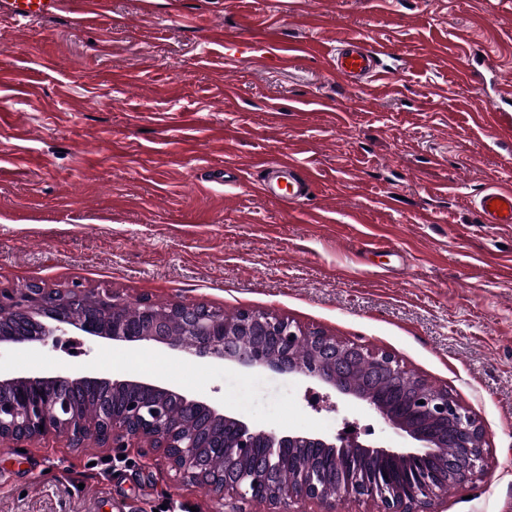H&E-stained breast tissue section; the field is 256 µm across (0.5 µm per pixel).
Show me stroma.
<instances>
[{
  "label": "stroma",
  "mask_w": 512,
  "mask_h": 512,
  "mask_svg": "<svg viewBox=\"0 0 512 512\" xmlns=\"http://www.w3.org/2000/svg\"><path fill=\"white\" fill-rule=\"evenodd\" d=\"M105 0L93 21L0 19V290L109 287L125 302L270 311L395 356L485 429L484 472L435 512H512V226L483 223L512 187V0ZM300 46L224 62L225 34ZM383 42L392 79L337 80L342 41ZM482 54L494 87L472 81ZM268 160L301 164L312 195L263 197ZM148 375L252 426L361 442L402 438L351 397L158 343L14 347L0 369ZM0 512H322L221 500L157 448L0 444ZM496 201V204H493ZM494 207V210H490ZM477 208L486 224H512V189L490 187L477 199Z\"/></svg>",
  "instance_id": "35a3bbf8"
}]
</instances>
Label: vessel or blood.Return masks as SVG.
Listing matches in <instances>:
<instances>
[{"mask_svg":"<svg viewBox=\"0 0 512 512\" xmlns=\"http://www.w3.org/2000/svg\"><path fill=\"white\" fill-rule=\"evenodd\" d=\"M68 0H0V17L17 23H24L37 17H48L63 11ZM254 50L261 52L270 64L280 65L287 61L285 48L275 41H256L250 38L239 39L225 36L224 56L235 58L237 52ZM391 49L381 43H369L353 38L344 42L332 57V67L337 78L359 86L373 79L385 76L381 62L390 57ZM264 168L266 175L260 182V193L280 205L291 208L305 199L311 188L308 172L295 163L268 162ZM477 208L487 224H512V189L490 187L483 191L477 200Z\"/></svg>","mask_w":512,"mask_h":512,"instance_id":"vessel-or-blood-1","label":"vessel or blood"}]
</instances>
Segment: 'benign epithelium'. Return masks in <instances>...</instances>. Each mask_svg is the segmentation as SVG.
<instances>
[{
  "mask_svg": "<svg viewBox=\"0 0 512 512\" xmlns=\"http://www.w3.org/2000/svg\"><path fill=\"white\" fill-rule=\"evenodd\" d=\"M85 289L75 284L61 296L49 293L46 287H25L0 291V310L24 315L64 310L66 315L44 326V333L33 340L29 336L0 333V343L20 345L31 341L43 348H56L59 337L76 329L87 338L114 342L154 341L169 349L198 357H215L229 361L243 370L268 368L282 374L309 379L324 384L341 396L364 402L367 409L381 418L384 424L406 438L411 449L394 451L386 447L363 444L353 432L342 431L332 437L307 433L284 434L277 429H257L241 417L224 409L197 400L176 386L140 376L109 377L85 370H68L46 376L32 369L0 372V387L11 386L13 395L7 402L0 401V443L20 442L44 437L58 431L61 424L69 425L71 444L84 447L85 437L93 438L106 448H130L146 443L149 448H160L171 469L182 478L202 479L205 462L200 455L204 447L198 434L185 433L170 454L162 435L172 428L168 407L160 402L138 401L118 419L106 415L101 423L77 422L72 418L71 399L64 388L90 382H108L112 387L136 386L142 390L177 398L185 409L201 407L210 417L224 424L233 434L234 453L226 458V466L234 472V480L224 484L219 498L229 495L243 501H260L278 505L285 500L315 501L329 512L335 510V499L326 493L324 469H309L297 476L296 483L286 488L280 498H269L264 471L279 465L278 455L285 448H324L335 451L341 491L346 495L367 497L378 501L379 512H432L435 499L448 493L447 482L439 478H425L409 484V494L398 490L391 494L380 485L362 481L351 472L356 451L372 461L398 458L409 463L440 454L448 446V428L454 429L455 440L463 448L461 459L451 463L449 472L455 482L461 483L485 469L484 429L482 425L446 389H436L418 376L405 370L389 353L374 351L356 343H348L326 333L305 331L292 321L267 312L244 310L237 319L226 320L212 311L196 312V307L182 303L168 305L172 312L186 316L192 334V343L169 338L153 325L149 330L136 332L124 326L106 328L87 316L79 307ZM123 307L109 289L100 292L99 308L104 314L117 317ZM308 341L311 359L302 363L295 359L297 345ZM358 357L367 365L379 368L398 396L411 411L432 427L425 430L397 414L392 407L372 395L345 382L342 372L347 363Z\"/></svg>",
  "mask_w": 512,
  "mask_h": 512,
  "instance_id": "obj_1",
  "label": "benign epithelium"
}]
</instances>
